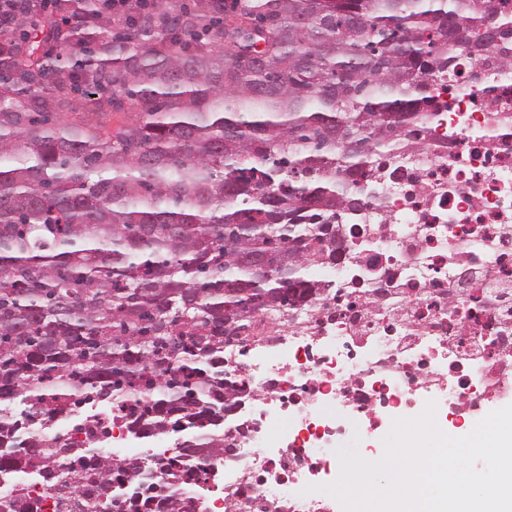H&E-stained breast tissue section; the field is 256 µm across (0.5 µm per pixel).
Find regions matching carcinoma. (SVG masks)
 <instances>
[{"instance_id": "1", "label": "carcinoma", "mask_w": 512, "mask_h": 512, "mask_svg": "<svg viewBox=\"0 0 512 512\" xmlns=\"http://www.w3.org/2000/svg\"><path fill=\"white\" fill-rule=\"evenodd\" d=\"M53 2L0 30V397L25 401L0 443L62 454L20 438L84 397L150 437L189 421L215 456L204 428L244 390L212 364L229 326L321 293L352 178L427 117L448 54L500 50L512 22L471 0H150L111 29L96 0ZM76 10L80 34L58 22ZM228 19L265 32L231 50ZM97 467L129 512L119 484L145 478Z\"/></svg>"}]
</instances>
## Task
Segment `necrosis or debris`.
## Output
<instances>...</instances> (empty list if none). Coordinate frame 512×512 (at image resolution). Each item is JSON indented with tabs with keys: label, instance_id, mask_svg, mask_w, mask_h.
Returning <instances> with one entry per match:
<instances>
[{
	"label": "necrosis or debris",
	"instance_id": "1",
	"mask_svg": "<svg viewBox=\"0 0 512 512\" xmlns=\"http://www.w3.org/2000/svg\"><path fill=\"white\" fill-rule=\"evenodd\" d=\"M502 53L459 56L440 91L442 109L385 151L362 195L351 248L328 277L336 290L288 315L252 317L224 347L225 364L269 410L224 443L253 463L225 470L224 512H326L324 494L302 495L299 470L317 474L328 454L383 417L430 402L455 412L512 395V66ZM71 406L31 434L83 445ZM0 498L23 490L30 512H60L54 495L14 465Z\"/></svg>",
	"mask_w": 512,
	"mask_h": 512
}]
</instances>
